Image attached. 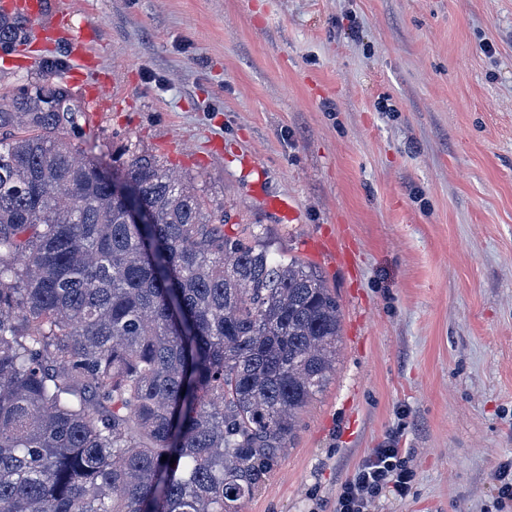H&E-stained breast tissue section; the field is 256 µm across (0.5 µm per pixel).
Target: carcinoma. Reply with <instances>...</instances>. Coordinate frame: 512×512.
Segmentation results:
<instances>
[{
	"instance_id": "obj_1",
	"label": "carcinoma",
	"mask_w": 512,
	"mask_h": 512,
	"mask_svg": "<svg viewBox=\"0 0 512 512\" xmlns=\"http://www.w3.org/2000/svg\"><path fill=\"white\" fill-rule=\"evenodd\" d=\"M69 99L0 96V512H241L336 369V296L150 154L113 193Z\"/></svg>"
}]
</instances>
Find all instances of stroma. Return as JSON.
I'll return each instance as SVG.
<instances>
[{"instance_id":"35a3bbf8","label":"stroma","mask_w":512,"mask_h":512,"mask_svg":"<svg viewBox=\"0 0 512 512\" xmlns=\"http://www.w3.org/2000/svg\"><path fill=\"white\" fill-rule=\"evenodd\" d=\"M62 1L96 69L0 48V95L61 60L75 149L156 155L339 303L336 371L242 512H334L376 448L410 483L372 512H512V0Z\"/></svg>"}]
</instances>
